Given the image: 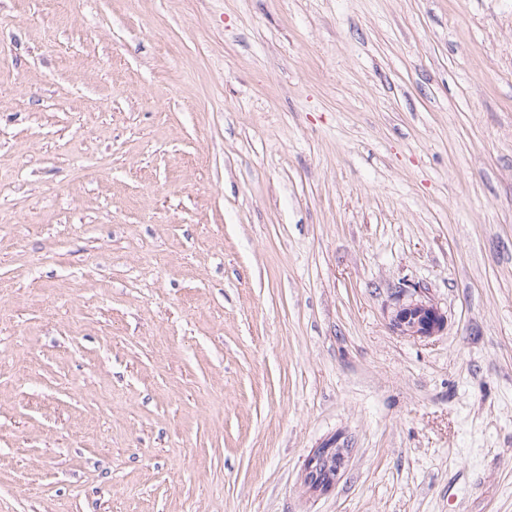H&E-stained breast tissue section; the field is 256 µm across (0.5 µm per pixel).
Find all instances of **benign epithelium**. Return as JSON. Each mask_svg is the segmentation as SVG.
<instances>
[{
	"label": "benign epithelium",
	"instance_id": "obj_1",
	"mask_svg": "<svg viewBox=\"0 0 512 512\" xmlns=\"http://www.w3.org/2000/svg\"><path fill=\"white\" fill-rule=\"evenodd\" d=\"M391 325L403 336L426 338L445 329L447 316L421 289L404 288L396 298ZM343 463V449L331 444L318 449L305 465V484L312 492L332 488L336 485Z\"/></svg>",
	"mask_w": 512,
	"mask_h": 512
}]
</instances>
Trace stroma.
<instances>
[{
	"mask_svg": "<svg viewBox=\"0 0 512 512\" xmlns=\"http://www.w3.org/2000/svg\"><path fill=\"white\" fill-rule=\"evenodd\" d=\"M0 512H512V0H0ZM393 329L403 336L426 338L442 332L447 316L419 288H404L391 313ZM329 444L325 448H319L307 460L305 465L304 481L312 492L325 491L336 485L340 470L344 463L343 448H333ZM327 473L328 480L325 483L319 481Z\"/></svg>",
	"mask_w": 512,
	"mask_h": 512,
	"instance_id": "obj_1",
	"label": "stroma"
}]
</instances>
